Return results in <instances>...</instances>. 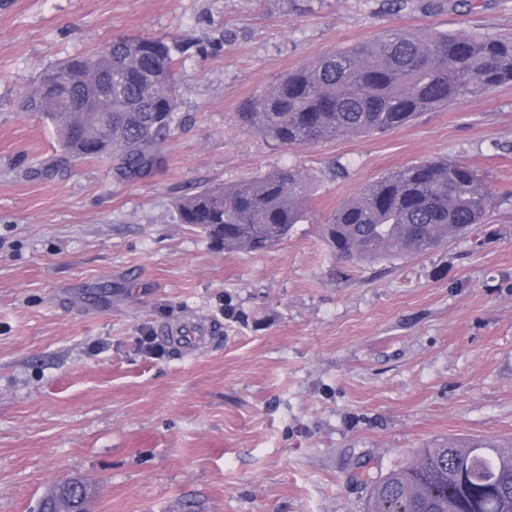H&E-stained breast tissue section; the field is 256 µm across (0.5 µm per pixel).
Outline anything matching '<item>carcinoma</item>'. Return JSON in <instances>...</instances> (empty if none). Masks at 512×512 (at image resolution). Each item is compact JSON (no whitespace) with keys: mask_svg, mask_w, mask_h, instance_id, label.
<instances>
[{"mask_svg":"<svg viewBox=\"0 0 512 512\" xmlns=\"http://www.w3.org/2000/svg\"><path fill=\"white\" fill-rule=\"evenodd\" d=\"M112 72L110 112L92 77ZM166 42L117 38L92 55L47 72L26 93L29 109L54 123L61 162L118 157L134 178L160 162V145L178 121L182 86ZM512 85V33L418 34L397 28L333 50L284 75L239 114L243 128L283 147L339 136L386 133L420 113ZM308 182L280 169L239 183L207 186L182 200V223L224 251H267L305 218ZM493 204L471 166L426 159L392 171L342 202L322 225L341 262L427 254L469 235ZM367 512H512V444L450 440L417 451L372 481Z\"/></svg>","mask_w":512,"mask_h":512,"instance_id":"1","label":"carcinoma"}]
</instances>
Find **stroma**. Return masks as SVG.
Instances as JSON below:
<instances>
[{"mask_svg":"<svg viewBox=\"0 0 512 512\" xmlns=\"http://www.w3.org/2000/svg\"><path fill=\"white\" fill-rule=\"evenodd\" d=\"M393 28L504 33L512 0H0V512H37L65 478L95 512H364L416 449L512 440V85L302 148L237 120L289 70ZM121 36L178 51L161 164L51 171L57 132L25 88ZM430 158L485 178L486 223L418 257L332 260L325 217ZM288 167L308 210L270 251L180 223L203 187ZM191 321L221 334L183 356L161 330Z\"/></svg>","mask_w":512,"mask_h":512,"instance_id":"stroma-1","label":"stroma"}]
</instances>
